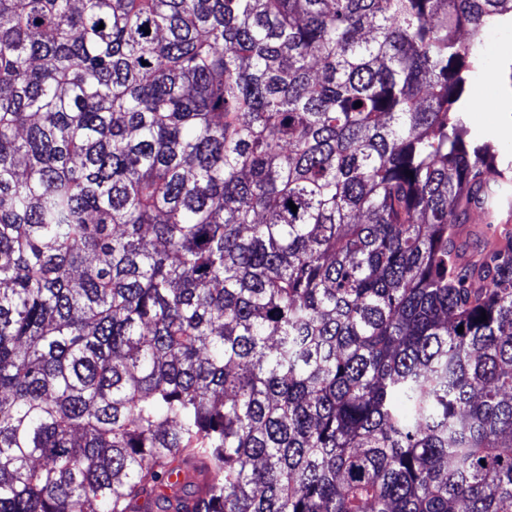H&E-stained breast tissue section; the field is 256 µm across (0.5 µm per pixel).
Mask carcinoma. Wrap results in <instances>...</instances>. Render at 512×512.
I'll list each match as a JSON object with an SVG mask.
<instances>
[{
  "mask_svg": "<svg viewBox=\"0 0 512 512\" xmlns=\"http://www.w3.org/2000/svg\"><path fill=\"white\" fill-rule=\"evenodd\" d=\"M509 25L0 0V512H169L187 457L190 512H512V230H465ZM484 54L486 70L495 75H485L475 85L476 110L482 108L484 112H471V124L476 130L488 133L512 159V89L501 68L512 58V28L493 32L486 39Z\"/></svg>",
  "mask_w": 512,
  "mask_h": 512,
  "instance_id": "cac0c4a2",
  "label": "carcinoma"
}]
</instances>
